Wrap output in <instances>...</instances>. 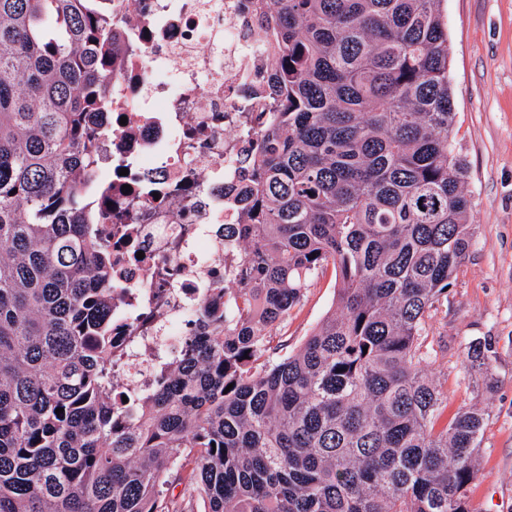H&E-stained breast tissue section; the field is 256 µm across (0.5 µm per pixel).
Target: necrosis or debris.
Here are the masks:
<instances>
[{"mask_svg":"<svg viewBox=\"0 0 512 512\" xmlns=\"http://www.w3.org/2000/svg\"><path fill=\"white\" fill-rule=\"evenodd\" d=\"M123 37L112 61L113 121L85 190L112 200V334L127 356L116 379L150 391L178 347L198 291L224 285L237 252L243 146L264 100L250 92L264 43L241 0H112Z\"/></svg>","mask_w":512,"mask_h":512,"instance_id":"necrosis-or-debris-1","label":"necrosis or debris"}]
</instances>
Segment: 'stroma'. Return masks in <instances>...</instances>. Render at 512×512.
<instances>
[{"instance_id": "1", "label": "stroma", "mask_w": 512, "mask_h": 512, "mask_svg": "<svg viewBox=\"0 0 512 512\" xmlns=\"http://www.w3.org/2000/svg\"><path fill=\"white\" fill-rule=\"evenodd\" d=\"M448 30L454 142L468 163L472 246L431 321L434 377L448 389L447 415L487 407L471 512H512V0H441ZM333 271L311 280L273 331L288 350L335 308ZM488 350L491 377L468 370L466 348Z\"/></svg>"}]
</instances>
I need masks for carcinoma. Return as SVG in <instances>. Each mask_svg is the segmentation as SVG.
<instances>
[{"label": "carcinoma", "instance_id": "carcinoma-1", "mask_svg": "<svg viewBox=\"0 0 512 512\" xmlns=\"http://www.w3.org/2000/svg\"><path fill=\"white\" fill-rule=\"evenodd\" d=\"M247 2L271 112L224 228L240 257L131 421L112 213L86 223L82 187L111 21L0 0V512H470L485 408L441 422L423 352L472 243L441 0ZM329 267L335 309L283 351L272 330Z\"/></svg>", "mask_w": 512, "mask_h": 512}]
</instances>
